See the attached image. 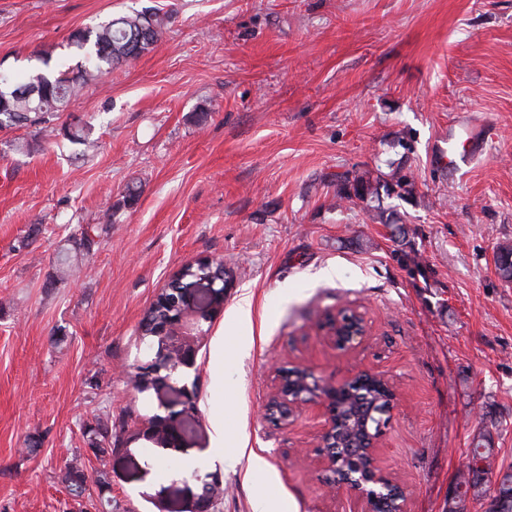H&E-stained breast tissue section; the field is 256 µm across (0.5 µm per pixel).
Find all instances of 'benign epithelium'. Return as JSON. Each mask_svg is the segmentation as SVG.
Returning <instances> with one entry per match:
<instances>
[{
    "label": "benign epithelium",
    "instance_id": "7a95c632",
    "mask_svg": "<svg viewBox=\"0 0 512 512\" xmlns=\"http://www.w3.org/2000/svg\"><path fill=\"white\" fill-rule=\"evenodd\" d=\"M198 272L193 284L183 291L182 298L173 302L175 313L161 323L153 336L140 339L146 352L145 359L135 366L134 386L137 391L160 390L170 386V375L181 368L195 364L196 345L194 334L185 331L189 320L211 318L224 305L225 280H218L210 271L211 260L197 262ZM325 329L331 344L339 351L348 352L361 345L370 335L362 312L343 307L326 318ZM382 381L391 391L384 405L382 418L376 421L374 431L368 433L366 449L349 448L336 453V403L343 392L360 386L366 378ZM177 398L161 404L165 414L156 413L145 419L136 432V439L162 448L179 446L186 433V418L194 411L197 400L196 387L183 385L175 388ZM398 393L386 373L362 369L343 381L325 380L303 365H282L276 370V384L266 410L270 418L283 428L292 427L308 408L316 407L323 417L317 435L312 459L321 473L322 482L332 491L348 492L360 506V512H379L394 500L396 512H407V488L397 482L385 467L379 455L382 428L398 406Z\"/></svg>",
    "mask_w": 512,
    "mask_h": 512
}]
</instances>
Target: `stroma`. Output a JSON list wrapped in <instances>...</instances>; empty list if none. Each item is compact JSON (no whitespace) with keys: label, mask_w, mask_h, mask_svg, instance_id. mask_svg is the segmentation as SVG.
Listing matches in <instances>:
<instances>
[{"label":"stroma","mask_w":512,"mask_h":512,"mask_svg":"<svg viewBox=\"0 0 512 512\" xmlns=\"http://www.w3.org/2000/svg\"><path fill=\"white\" fill-rule=\"evenodd\" d=\"M145 8L168 18L155 48L60 114L91 127L93 154L31 129L0 133V512H98L104 496L112 512H187L193 468L220 478V512L259 500L269 512H357L304 459L319 412L287 429L264 415L285 362L337 381L388 374L399 406L380 454L408 512H445L477 432L496 468L512 466V283L494 264L512 243V0H0V70L24 77L43 54L76 63L71 32ZM465 113L491 123L493 141L439 167L437 145ZM399 167L415 176L408 199L338 200L337 175ZM79 224L108 230L62 269ZM214 254L229 286L188 371L189 431L176 449L131 441L159 405L130 381L140 321L187 264ZM345 305L370 335L342 353L320 324ZM219 346L217 387L207 363ZM217 409L224 462L213 467ZM105 414L127 445L99 458L86 433ZM69 467L91 480L78 502Z\"/></svg>","instance_id":"1"}]
</instances>
